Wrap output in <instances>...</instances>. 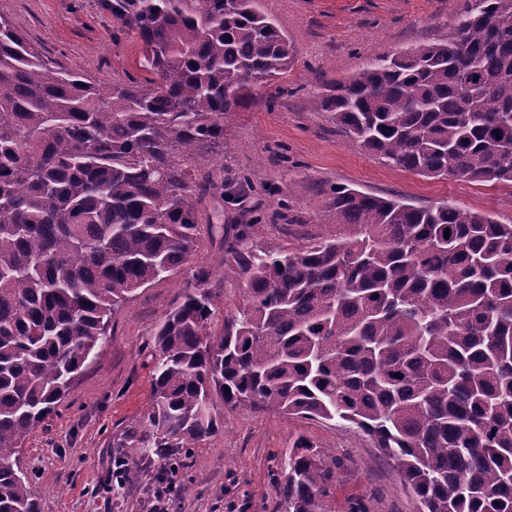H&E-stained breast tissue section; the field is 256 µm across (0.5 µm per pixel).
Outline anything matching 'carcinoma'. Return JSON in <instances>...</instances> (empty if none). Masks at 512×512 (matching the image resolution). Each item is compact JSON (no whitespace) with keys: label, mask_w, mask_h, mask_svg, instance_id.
<instances>
[{"label":"carcinoma","mask_w":512,"mask_h":512,"mask_svg":"<svg viewBox=\"0 0 512 512\" xmlns=\"http://www.w3.org/2000/svg\"><path fill=\"white\" fill-rule=\"evenodd\" d=\"M260 0H102L146 76L53 65L0 19V512H38L19 448L105 345L112 314L197 247L199 172L224 123L288 72ZM360 147L419 175L512 182V0H466L448 38L375 56L312 99ZM336 231L288 251L244 224L224 279L193 274L155 329L148 456L211 436L213 400L354 424L420 512H512V224L347 185ZM449 237H444V232ZM336 476L300 437L284 512H335Z\"/></svg>","instance_id":"1"}]
</instances>
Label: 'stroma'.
<instances>
[{"mask_svg":"<svg viewBox=\"0 0 512 512\" xmlns=\"http://www.w3.org/2000/svg\"><path fill=\"white\" fill-rule=\"evenodd\" d=\"M465 0H261L264 13L288 35L294 64L273 87L224 127V153L214 180L236 189L231 200L206 197L198 212V246L188 263L137 291L112 316L111 334L73 392L19 450L40 512H142L163 460L144 457L140 441L151 413L154 329L196 269L218 288V315L243 303L238 282L225 279L222 235L238 224L262 227L258 245L288 250L311 234L334 233L329 187L398 195L417 206L452 201L512 224V183L429 178L388 166L362 149L311 105L325 86L356 73L367 59L447 38ZM0 16L55 66L93 78L138 77V45L113 40L118 27L100 0H0ZM216 432L187 449L176 482L182 492L166 512H279L288 450L305 437L336 464V512H419L420 505L373 441L349 423L275 412L218 408ZM127 464L122 482L110 474Z\"/></svg>","mask_w":512,"mask_h":512,"instance_id":"35a3bbf8","label":"stroma"}]
</instances>
